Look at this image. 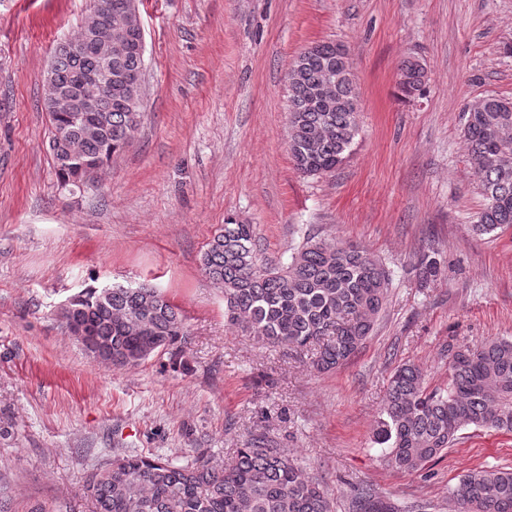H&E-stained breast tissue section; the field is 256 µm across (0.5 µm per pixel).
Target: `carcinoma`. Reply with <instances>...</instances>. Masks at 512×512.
I'll list each match as a JSON object with an SVG mask.
<instances>
[{
  "mask_svg": "<svg viewBox=\"0 0 512 512\" xmlns=\"http://www.w3.org/2000/svg\"><path fill=\"white\" fill-rule=\"evenodd\" d=\"M84 26L53 50L46 78L44 111L49 116V150L56 175L72 185L64 161L65 134L82 152L107 162L131 140L140 113L123 104L128 91L120 77L138 66L130 55L112 53L103 65L83 49ZM344 45L322 42L295 59L288 85V152L305 176L333 175L351 152L358 134L357 92ZM103 69L99 132L86 133L81 104L67 112L50 104L52 90L65 89L82 71ZM400 97L424 85L426 72L407 58L398 65ZM512 99L486 96L478 108L467 106L463 137L468 159L486 205L477 235L512 227ZM205 275L224 292V319L271 346L304 350L319 345L312 360L318 371L343 365L370 336L387 300L391 273L366 248L353 243L305 238L284 266L258 257L253 227L228 222L214 234L201 259ZM425 281L436 280L435 253L418 261ZM100 288L79 292V301L60 312L64 324L73 315L93 327L95 349L88 354L114 369L137 366L151 356L175 360L189 336L180 309L159 289L110 286L105 302ZM448 384L429 388L421 367L403 363L389 379L376 443L386 448L388 464L417 472L440 458L469 427L512 433V337L482 342L451 352ZM85 492L95 512H333L328 492L283 448L251 440L235 450L234 461L218 466L204 454L190 460L128 451L92 474ZM459 512H512V469H474L452 491ZM355 512H393L373 489L355 498Z\"/></svg>",
  "mask_w": 512,
  "mask_h": 512,
  "instance_id": "cac0c4a2",
  "label": "carcinoma"
}]
</instances>
